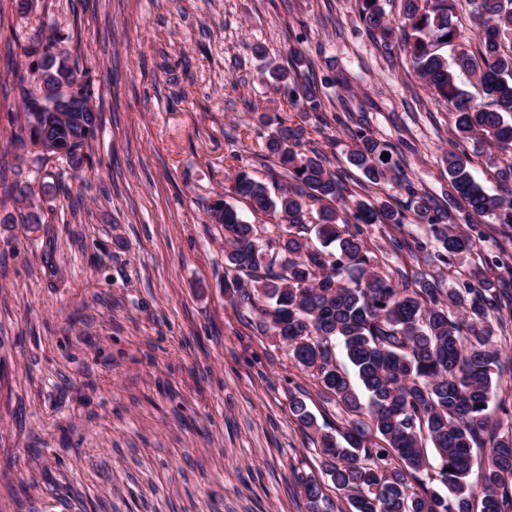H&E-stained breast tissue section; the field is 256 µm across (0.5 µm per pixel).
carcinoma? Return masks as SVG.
Here are the masks:
<instances>
[{"label": "carcinoma", "instance_id": "1", "mask_svg": "<svg viewBox=\"0 0 512 512\" xmlns=\"http://www.w3.org/2000/svg\"><path fill=\"white\" fill-rule=\"evenodd\" d=\"M476 23L475 43L455 22L458 0H402L401 44L434 98L452 108L456 140L448 150V203L420 191L406 179V204L371 202L349 193L351 174L338 178L314 150L298 151L307 130L280 125L268 135L273 172L288 181L272 195L264 183L239 169L230 192L255 213L278 222L261 240L228 202L211 216L224 229V293L256 313V329L278 338L303 370L316 376L324 395L343 407L344 422L323 432L305 400L291 398V413L303 429L320 433L322 470L350 505L351 512H473L466 478L472 448L491 442L480 490V512H512V419L490 424L493 376L502 368L496 333L512 324V255L484 249L486 224L512 229V162L497 169L507 197L484 192L470 172L467 149L486 143L512 153V0H468ZM359 20L378 47L389 52L394 28L380 0H356ZM457 52L448 57V48ZM291 65L270 72L275 88L288 89V102L305 112L322 111L323 100L310 75L300 76L303 59L289 52ZM468 71L484 101L463 90L456 71ZM20 77V112L13 121L39 123L46 143L44 162L66 152L72 166L87 160L94 133L95 88L86 79L78 106L63 114L38 110ZM353 144L349 163L372 184L398 169L387 146L366 122L350 117ZM16 203L12 221L37 224L34 204L21 196L34 190L14 181L5 186ZM412 212L426 236L390 239L393 254L419 253L437 267L409 277L397 267H381L365 231L374 224L401 225ZM481 259L482 272L447 283L440 270L466 255ZM343 347L356 379L337 364ZM309 512H327L321 482L295 474ZM442 484L448 494L434 487Z\"/></svg>", "mask_w": 512, "mask_h": 512}]
</instances>
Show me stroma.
<instances>
[{
  "mask_svg": "<svg viewBox=\"0 0 512 512\" xmlns=\"http://www.w3.org/2000/svg\"><path fill=\"white\" fill-rule=\"evenodd\" d=\"M48 35L101 112L78 169L11 139L23 49ZM293 47L334 79L321 114L262 73ZM5 52L0 173L32 170L42 221L8 223L0 194V512H307L293 474L321 462L289 397L321 423L342 409L225 295L211 208L237 168L272 182L274 114L334 173L352 143L337 114L364 116L399 167L356 192L402 201L408 179L444 198L451 113L355 0H0Z\"/></svg>",
  "mask_w": 512,
  "mask_h": 512,
  "instance_id": "stroma-1",
  "label": "stroma"
}]
</instances>
